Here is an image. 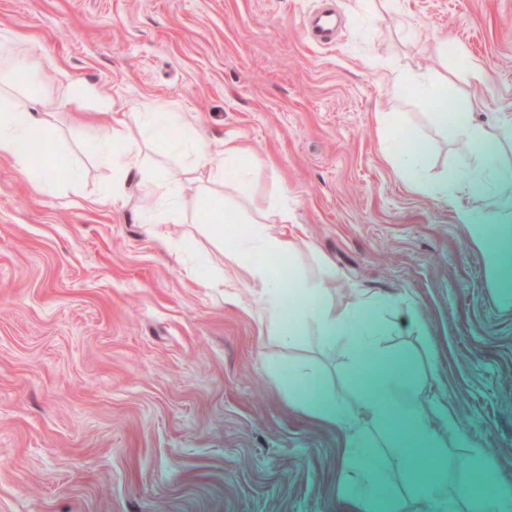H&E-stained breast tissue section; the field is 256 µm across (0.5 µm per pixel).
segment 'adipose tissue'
I'll return each mask as SVG.
<instances>
[{
    "instance_id": "obj_1",
    "label": "adipose tissue",
    "mask_w": 512,
    "mask_h": 512,
    "mask_svg": "<svg viewBox=\"0 0 512 512\" xmlns=\"http://www.w3.org/2000/svg\"><path fill=\"white\" fill-rule=\"evenodd\" d=\"M17 40L14 32L0 30V159L12 160L21 172L36 176L41 189L48 190L54 184L52 167L34 165L27 146L34 141L53 142L56 129L42 108L40 89L16 80L22 66L19 55L13 52ZM408 86L432 101V123L451 130L482 160L476 172L458 180L459 192L471 202L461 217L474 244L487 258L504 307L512 308V226L482 223L479 206L490 190L503 193L512 189V165L500 162L495 153L502 138L512 131V114L505 112L491 121L477 122L469 109L449 111L447 80L421 71L394 74V90ZM376 123L382 148L407 186L418 192L447 196V184L435 186L424 180L421 167L426 150L404 116L380 112ZM136 125L138 133L133 136L126 132L123 120H116L112 126L98 131L95 146L113 169V195L122 193L124 175L139 174L138 190L144 202L142 221L149 224L150 234H157L159 225L175 219L181 209V196L175 181L145 170L139 137H149L170 154L181 157L186 172L205 171L211 181L247 187V151L240 142H207L184 113L167 104L144 106L137 113ZM218 157L223 158V167H215ZM205 200L206 206L198 210L197 219L211 240L223 244L230 259L248 269L262 331L281 343L295 342L301 336H314L328 343L345 337L357 353H375L379 344L375 322L389 312V300L362 294L348 307L336 309L326 299L327 284L334 278V270L327 267L320 277L308 278L301 275L296 265L305 241L275 232L271 225L258 220H240L232 235H225L224 223L231 207L223 196L210 191L206 192ZM268 373L316 418L346 426L347 461L364 477L354 493L364 512H395L394 504L380 496L385 467L391 461L410 468L421 500L438 512L443 507L452 510L461 503L470 504L475 512H512L510 483H501L493 493L481 495L470 481L452 485L444 474L423 477L420 466L412 460L413 452H420L425 460H443L448 456L449 446L459 443L462 436L452 430L453 415L447 404L426 399L419 389L405 385L394 362L382 360L367 366L359 403L354 408L338 400L333 392L322 389L316 376L287 372L276 362L269 363ZM382 448L393 449L392 459L379 456Z\"/></svg>"
}]
</instances>
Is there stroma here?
<instances>
[{
    "instance_id": "1",
    "label": "stroma",
    "mask_w": 512,
    "mask_h": 512,
    "mask_svg": "<svg viewBox=\"0 0 512 512\" xmlns=\"http://www.w3.org/2000/svg\"><path fill=\"white\" fill-rule=\"evenodd\" d=\"M318 0H0L22 35L57 126L61 189L37 192L0 159V512H358L346 430L294 405L269 361L306 364L357 403L345 340L263 337L247 269L195 221L198 183L159 146L150 167L181 176L182 220L147 235L135 185L112 199V171L71 133L78 87L128 115L144 103L186 112L207 139L241 141L258 166L237 210L287 197V234L336 270V308L388 295L382 347L465 436L429 473L470 476L473 449L512 484V310L461 223L466 197L411 190L381 150L378 112L405 113L431 154L430 179L471 171L477 154L435 129L430 103L391 91L394 72L447 78L482 119L512 113V0H335L336 40L307 39ZM466 56H458L457 46ZM483 68L474 78L470 61ZM229 280L224 293L204 278Z\"/></svg>"
}]
</instances>
